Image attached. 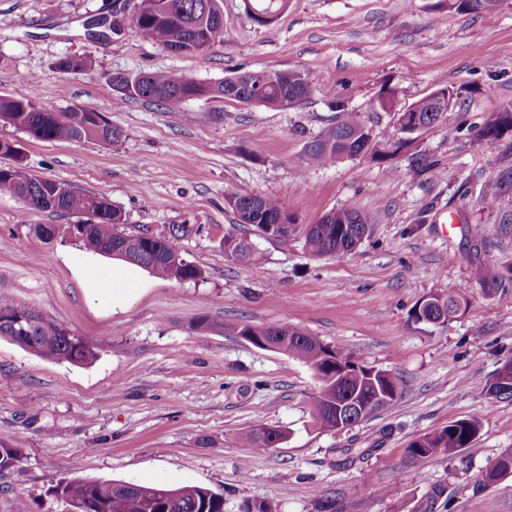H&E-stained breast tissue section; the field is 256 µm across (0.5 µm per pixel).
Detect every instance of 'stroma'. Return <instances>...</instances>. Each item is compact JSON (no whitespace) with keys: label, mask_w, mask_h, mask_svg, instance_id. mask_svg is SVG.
Here are the masks:
<instances>
[{"label":"stroma","mask_w":512,"mask_h":512,"mask_svg":"<svg viewBox=\"0 0 512 512\" xmlns=\"http://www.w3.org/2000/svg\"><path fill=\"white\" fill-rule=\"evenodd\" d=\"M137 0H0V94L65 112L88 107L121 131L118 143L42 141L0 124L34 174L108 197L128 232L193 224L181 252L204 275L112 281L94 271L108 301L90 296L82 244L38 225L76 223L0 195V297L66 326L97 346L90 364L42 359L0 338V439L22 448L0 476V512H69L61 481L105 478L200 485L224 512L266 499L278 512H512V477L485 485L512 454V398L482 394L512 360V290L482 288L475 266L512 264V131L479 139L486 113L512 103V0L457 13L433 0H287L277 20L252 22L242 0H223L224 42L182 55L142 39ZM120 32H110L113 18ZM66 56L91 58L90 73L63 74ZM302 73L314 92L285 111L222 99L162 107L121 99L117 72L180 71L201 82L237 72ZM394 111L378 107L383 88ZM358 113L371 150L319 164L307 146L333 123L326 89ZM465 94L412 143L379 164L374 151L403 139L399 110L441 89ZM282 200L300 223L355 204L373 219L351 253L312 255L256 238L247 264L222 245L234 215L226 199ZM457 292L459 315L416 321L415 306ZM121 298L113 308L111 297ZM290 325L398 377L392 404L351 430L315 426L309 399L319 383L303 362L224 333L222 323ZM480 416L475 449L413 460L411 441ZM288 431L275 448H246L255 426Z\"/></svg>","instance_id":"obj_1"}]
</instances>
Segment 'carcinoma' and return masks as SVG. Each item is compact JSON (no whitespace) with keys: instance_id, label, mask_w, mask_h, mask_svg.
Masks as SVG:
<instances>
[{"instance_id":"obj_1","label":"carcinoma","mask_w":512,"mask_h":512,"mask_svg":"<svg viewBox=\"0 0 512 512\" xmlns=\"http://www.w3.org/2000/svg\"><path fill=\"white\" fill-rule=\"evenodd\" d=\"M287 0H244L249 18L259 26L273 23L280 15ZM467 7L456 8L461 12H480L497 9L502 0H466ZM221 0H140L139 11L132 19L140 36L148 41L174 48L181 53H205L224 43V21L221 19ZM63 74L84 73L94 70L88 58L63 57L56 63ZM192 86L193 94L206 95L211 85L188 82V76L177 72H152L130 77L118 89L123 99L151 101L147 91L157 90L170 94L169 104H178L177 94ZM313 88L299 72L284 71L268 81H255L246 99L234 97L245 104H260L271 110H286L307 100ZM332 97L331 106L336 112V122L325 134L308 147L309 156L330 164L344 156H357L366 152L370 135L357 114L348 110L344 101ZM418 118L429 127L441 116L434 95L430 94L413 104ZM0 122L11 125L39 140H104L112 143L120 139V132L112 128L95 110L74 107L65 112L24 98L0 95ZM512 129V104L500 112L485 116L477 136L486 141L498 139ZM57 193L54 203L46 194ZM0 194L23 200L28 205L52 212H62L86 218L80 241L89 252L104 254L112 250L114 238L121 237L120 257L138 263L151 274L176 282H195L202 278L203 270L188 260L176 247L175 241L199 231L190 224L172 228L171 239L150 241L146 237L120 229L123 224L121 210L102 195L74 190L66 183L53 179L37 180V175L17 161L0 163ZM235 223L224 234L223 245L227 255L239 262H248L254 255V244L247 234L261 236L267 232L265 225L276 216L289 211L278 198L263 196L253 204V195L234 194L227 198ZM371 228V220L353 204L333 209L315 224H294L293 230L275 238L281 246L302 231L309 250L320 256L342 255L354 251ZM474 280L495 290L512 288V264L505 267L480 265L473 271ZM32 313L6 297H0V315L18 316ZM34 314V313H32ZM288 355L305 363L319 377L318 390L311 397V413L315 424L326 430L336 427L331 409L342 407L356 418L358 406L380 389L390 400L401 393L397 377L377 370L351 353L331 347L309 332L296 326H284ZM224 332L234 336H252L256 339L271 336V328L238 322L222 325ZM0 337L7 338L21 348L49 361L86 364L97 357V347L87 339L75 336L60 323L34 314V322H24L15 329L0 327ZM478 390L498 397H512V370L497 374V382ZM480 429V418L452 421L448 426L414 439L407 448L414 459L443 454L454 456L470 451ZM22 449L0 441V473L15 468L22 460ZM174 494L178 508L168 509L167 496ZM54 494L79 512H224V498L212 490L198 485L178 488L147 485L134 481L112 479L71 480L54 488Z\"/></svg>"}]
</instances>
